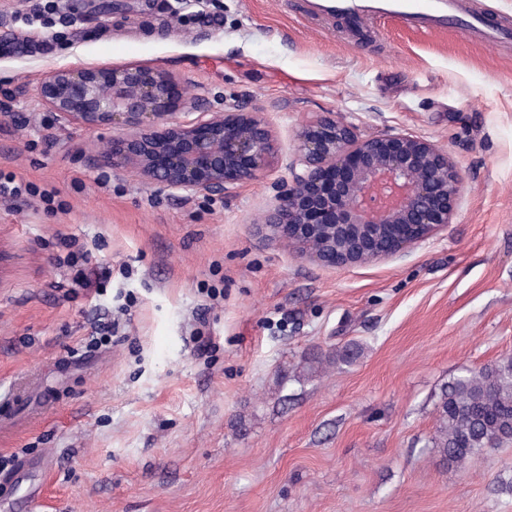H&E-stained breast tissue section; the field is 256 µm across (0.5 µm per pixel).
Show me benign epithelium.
<instances>
[{"label":"benign epithelium","mask_w":512,"mask_h":512,"mask_svg":"<svg viewBox=\"0 0 512 512\" xmlns=\"http://www.w3.org/2000/svg\"><path fill=\"white\" fill-rule=\"evenodd\" d=\"M173 85L161 69L68 65L50 70L37 95L59 118L112 130L99 164L184 198L222 195L278 162L262 113L234 104L204 111L193 97L174 112ZM288 170L258 230L332 267L389 258L429 239L451 223L464 182L447 150L408 134L362 136L334 112L302 126Z\"/></svg>","instance_id":"benign-epithelium-1"}]
</instances>
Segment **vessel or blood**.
<instances>
[{
  "label": "vessel or blood",
  "mask_w": 512,
  "mask_h": 512,
  "mask_svg": "<svg viewBox=\"0 0 512 512\" xmlns=\"http://www.w3.org/2000/svg\"><path fill=\"white\" fill-rule=\"evenodd\" d=\"M318 15H343L355 20L364 15L402 20L428 31L448 28L470 33L481 27L479 17L466 11L460 0H309Z\"/></svg>",
  "instance_id": "obj_1"
}]
</instances>
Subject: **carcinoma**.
<instances>
[{
    "label": "carcinoma",
    "mask_w": 512,
    "mask_h": 512,
    "mask_svg": "<svg viewBox=\"0 0 512 512\" xmlns=\"http://www.w3.org/2000/svg\"><path fill=\"white\" fill-rule=\"evenodd\" d=\"M353 349L304 359L310 374L321 373L333 359L346 361ZM430 447L447 466L461 468L474 456L512 444V356L453 377L436 406Z\"/></svg>",
    "instance_id": "1"
}]
</instances>
